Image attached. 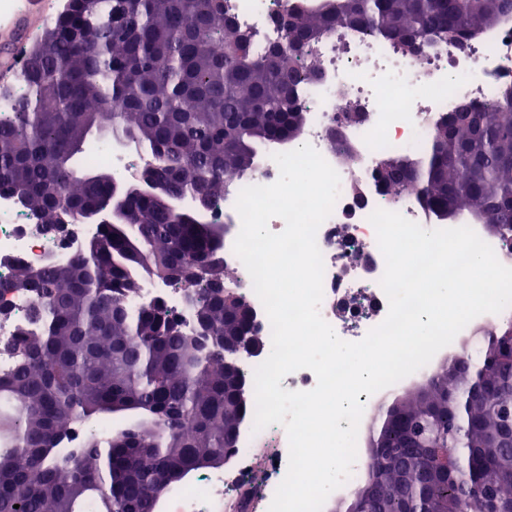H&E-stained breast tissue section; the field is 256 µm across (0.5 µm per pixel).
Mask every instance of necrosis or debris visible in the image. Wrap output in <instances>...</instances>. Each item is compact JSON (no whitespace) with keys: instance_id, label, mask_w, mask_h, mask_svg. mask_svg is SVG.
I'll return each instance as SVG.
<instances>
[{"instance_id":"1","label":"necrosis or debris","mask_w":512,"mask_h":512,"mask_svg":"<svg viewBox=\"0 0 512 512\" xmlns=\"http://www.w3.org/2000/svg\"><path fill=\"white\" fill-rule=\"evenodd\" d=\"M238 25L253 32L257 47L282 35L276 18L285 0H230ZM308 60L316 64L319 80L300 90L308 120L299 144L311 145L337 171L340 194L332 214L316 233L324 262L322 318L336 335L357 342L383 322L388 299L380 285L385 259L369 217L376 209L395 211L425 229L441 228L431 209L412 192L389 199L376 179L380 158L387 153L420 154L434 124L465 101L488 102L512 85V17L481 32L466 46L436 43L413 56L366 29H345L311 46ZM362 112L355 120L345 102ZM236 193L221 198L210 221L228 225L224 262L244 287L257 314L262 336L272 328L253 289L252 279L234 252L241 229L235 209ZM37 213L14 197H0V282L9 281L18 265L38 266L86 252L97 237V224H75L68 234L39 231ZM253 416L240 427L236 459H252L258 447L273 449L269 477L257 484V496L270 506L288 469L289 441L283 425L254 431ZM241 470L209 471L197 475L168 503V512H247L246 501L235 497Z\"/></svg>"}]
</instances>
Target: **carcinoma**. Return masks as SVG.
I'll return each mask as SVG.
<instances>
[{
  "label": "carcinoma",
  "mask_w": 512,
  "mask_h": 512,
  "mask_svg": "<svg viewBox=\"0 0 512 512\" xmlns=\"http://www.w3.org/2000/svg\"><path fill=\"white\" fill-rule=\"evenodd\" d=\"M512 14V0H298L280 41L255 52L224 0H68L22 70L0 90V194L16 196L44 226L91 220L105 205L112 224L66 263L21 265L5 288L37 302L10 348L19 360L0 375V512H155L173 484L220 460L242 421L224 370L226 336L246 325L219 283L221 225L147 195L107 165L79 160L93 140L120 138L152 160L170 196L205 193L209 206L253 172L269 138L289 143L306 125L299 92L319 74L294 50L363 26L414 52L413 40L465 42ZM224 45L218 53L215 46ZM119 104L112 112L108 107ZM394 198L412 190L448 221L469 215L512 232V108L463 102L436 125L415 159L388 154L377 172ZM153 276L194 297V317L212 346L196 347L181 316L157 301L138 311L128 299ZM468 372L480 396L467 399L456 367L394 401L381 438L400 459L394 470L366 466L375 512H407L423 494L428 512H512V447L502 411L512 409V355L489 335ZM126 421L103 443L94 435L67 448L72 425ZM439 451L434 478L422 457ZM476 468L474 499L455 493L452 474Z\"/></svg>",
  "instance_id": "1"
}]
</instances>
